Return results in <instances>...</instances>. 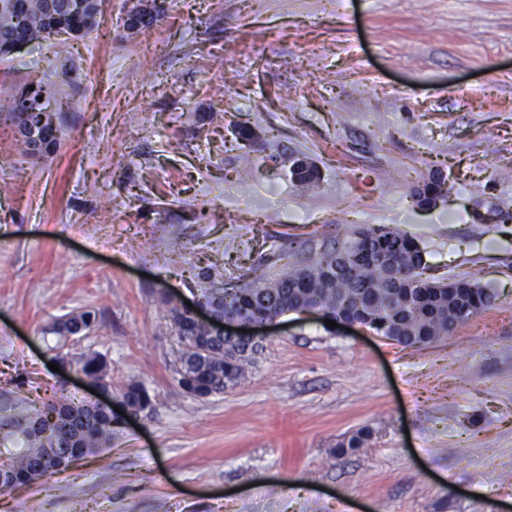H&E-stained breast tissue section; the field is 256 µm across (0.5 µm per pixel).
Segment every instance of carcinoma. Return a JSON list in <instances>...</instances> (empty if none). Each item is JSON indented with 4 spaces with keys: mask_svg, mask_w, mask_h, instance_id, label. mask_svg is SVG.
<instances>
[{
    "mask_svg": "<svg viewBox=\"0 0 512 512\" xmlns=\"http://www.w3.org/2000/svg\"><path fill=\"white\" fill-rule=\"evenodd\" d=\"M10 0H0V57L12 53L13 36L22 30L32 40L64 31L83 38L100 24L99 4L75 11L48 13L42 0H32L30 10L17 14ZM445 179L432 175L415 197L421 206L434 204ZM422 250L416 241L387 227L354 231L345 241L295 261L273 278L257 276L241 288H206L200 301L222 317H276L309 307H319L341 319H360L380 336L414 346L434 343L459 324L482 311L493 295L469 279L451 282L423 277ZM171 331L180 347L179 365L187 376L179 385L189 393L208 397L224 392L237 381L244 365L252 362L259 342L213 337L196 328L192 315L169 307ZM42 419L39 433L25 426ZM70 426L79 448L94 455L112 441V417L85 402H54L36 407L15 399L0 415V488L30 484L41 474L36 460L53 446L54 433Z\"/></svg>",
    "mask_w": 512,
    "mask_h": 512,
    "instance_id": "carcinoma-1",
    "label": "carcinoma"
}]
</instances>
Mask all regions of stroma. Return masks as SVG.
I'll return each instance as SVG.
<instances>
[{"instance_id":"stroma-1","label":"stroma","mask_w":512,"mask_h":512,"mask_svg":"<svg viewBox=\"0 0 512 512\" xmlns=\"http://www.w3.org/2000/svg\"><path fill=\"white\" fill-rule=\"evenodd\" d=\"M136 2L0 60V393L89 400L49 365L91 310L67 351L155 410L0 512H512V0H158L132 32ZM32 84L60 129L38 157L9 118ZM436 170L448 194L418 207ZM378 225L493 302L424 346L288 313L237 384L181 388L163 298Z\"/></svg>"}]
</instances>
